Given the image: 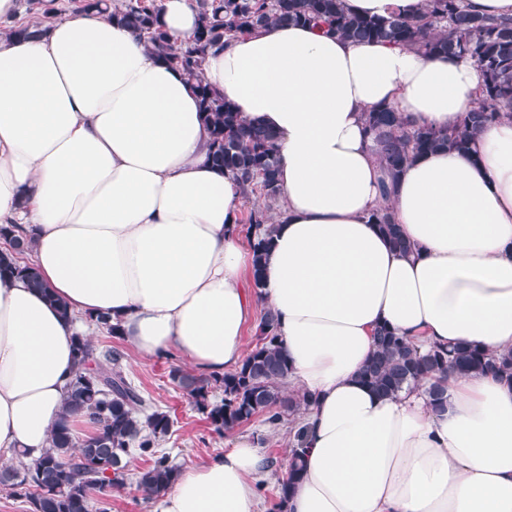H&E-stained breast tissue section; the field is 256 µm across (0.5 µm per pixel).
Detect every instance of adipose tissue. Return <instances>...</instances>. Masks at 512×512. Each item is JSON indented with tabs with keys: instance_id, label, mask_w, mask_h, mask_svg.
<instances>
[{
	"instance_id": "adipose-tissue-1",
	"label": "adipose tissue",
	"mask_w": 512,
	"mask_h": 512,
	"mask_svg": "<svg viewBox=\"0 0 512 512\" xmlns=\"http://www.w3.org/2000/svg\"><path fill=\"white\" fill-rule=\"evenodd\" d=\"M186 42L193 0H156ZM201 80L277 135L281 208L261 289L242 278L243 190L208 160L197 79L109 16H49L41 35L0 34V226L69 305L0 278V466L38 458L74 374L76 318L107 315L143 357L176 350L208 375L236 370L245 328L271 308L288 392L311 400L304 470L285 512H512V384L449 372L447 408L426 383L382 397L358 374L387 327L421 348L512 350V118L468 152L436 151L393 176L364 115L456 127L479 107V69L309 25L235 38ZM390 207L410 244L371 220ZM269 472L245 436L180 472L152 512H258Z\"/></svg>"
}]
</instances>
